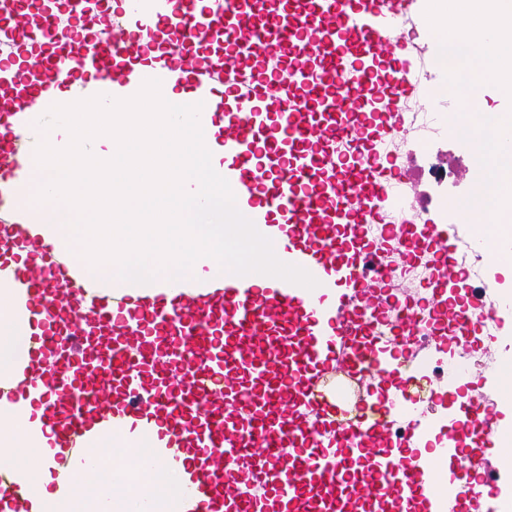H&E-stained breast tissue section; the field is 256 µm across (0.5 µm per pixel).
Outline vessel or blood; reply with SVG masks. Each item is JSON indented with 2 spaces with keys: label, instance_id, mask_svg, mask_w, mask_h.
Instances as JSON below:
<instances>
[{
  "label": "vessel or blood",
  "instance_id": "1",
  "mask_svg": "<svg viewBox=\"0 0 512 512\" xmlns=\"http://www.w3.org/2000/svg\"><path fill=\"white\" fill-rule=\"evenodd\" d=\"M426 0H0V282L31 329L10 388L41 386L60 447L127 419L161 428L203 512H506L512 504V239L419 197L386 148L424 46ZM160 80L201 104L239 211L313 289L246 276L130 295L53 258L18 206L38 105L135 95ZM382 227L370 238L369 225ZM434 268L423 298L394 277ZM97 303L85 308L84 297ZM438 328L409 339L395 307ZM448 384L431 383L430 363ZM353 392L356 412L344 407Z\"/></svg>",
  "mask_w": 512,
  "mask_h": 512
}]
</instances>
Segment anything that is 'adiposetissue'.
<instances>
[{"label": "adipose tissue", "instance_id": "adipose-tissue-1", "mask_svg": "<svg viewBox=\"0 0 512 512\" xmlns=\"http://www.w3.org/2000/svg\"><path fill=\"white\" fill-rule=\"evenodd\" d=\"M29 348L13 291L0 287V385L15 379ZM39 397L36 389L25 399L0 396V477L18 488L29 512H199L183 468L154 461V432L129 422L61 459L34 407ZM112 447L133 449L131 461L99 470L103 449Z\"/></svg>", "mask_w": 512, "mask_h": 512}]
</instances>
